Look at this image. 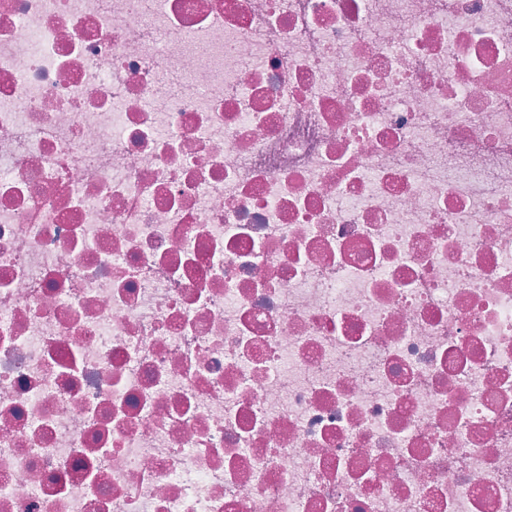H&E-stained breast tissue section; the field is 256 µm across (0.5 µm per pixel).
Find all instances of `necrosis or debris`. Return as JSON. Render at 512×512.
<instances>
[{
	"mask_svg": "<svg viewBox=\"0 0 512 512\" xmlns=\"http://www.w3.org/2000/svg\"><path fill=\"white\" fill-rule=\"evenodd\" d=\"M0 512H512V0H0Z\"/></svg>",
	"mask_w": 512,
	"mask_h": 512,
	"instance_id": "4bbe7bcc",
	"label": "necrosis or debris"
}]
</instances>
